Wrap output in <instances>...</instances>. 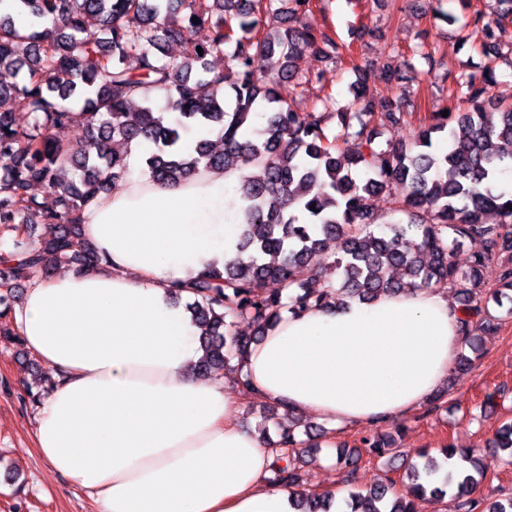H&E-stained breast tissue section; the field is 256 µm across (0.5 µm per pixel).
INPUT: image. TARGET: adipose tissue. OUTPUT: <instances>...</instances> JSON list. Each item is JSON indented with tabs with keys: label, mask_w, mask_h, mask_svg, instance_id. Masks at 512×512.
<instances>
[{
	"label": "adipose tissue",
	"mask_w": 512,
	"mask_h": 512,
	"mask_svg": "<svg viewBox=\"0 0 512 512\" xmlns=\"http://www.w3.org/2000/svg\"><path fill=\"white\" fill-rule=\"evenodd\" d=\"M249 173L177 185L132 173L83 212L99 269L33 279L14 312L56 381L35 444L97 512H292L296 491L271 483L248 399L376 425L428 404L453 367L462 311L418 288L284 314L243 358L250 395L194 375L200 330L169 289L242 258Z\"/></svg>",
	"instance_id": "ef3b65f1"
}]
</instances>
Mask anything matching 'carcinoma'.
Here are the masks:
<instances>
[{
  "label": "carcinoma",
  "instance_id": "obj_1",
  "mask_svg": "<svg viewBox=\"0 0 512 512\" xmlns=\"http://www.w3.org/2000/svg\"><path fill=\"white\" fill-rule=\"evenodd\" d=\"M457 2L465 11L461 28L481 33L488 62L452 76L460 95L448 116L436 112L412 142L382 148L379 127L400 124L405 112L390 95L367 94L364 66L352 68L357 91L351 103L339 106L329 95L309 106L301 101L323 87L322 75H295L294 60L338 49L326 30L304 21L310 0H16V13L31 23L21 30L16 13H0V70L17 77L0 83V101L10 102L0 111V228L11 234L0 250V321L10 318L20 299L19 282L100 265L81 214L128 175V153L111 150L110 142L146 141L145 167L162 183L239 165L260 170L239 186L248 202L241 244L248 260L226 262L222 271L209 268L173 288L177 298L183 291L193 295L189 308L204 329L198 375L222 369L244 385L241 355L283 313L411 288L455 290L463 344L477 350L475 332L501 327L482 295L496 301L512 292V199L496 193L499 164L512 159V107L496 105L489 95L498 82L494 62L503 48L512 52V34L486 13L469 12L471 0ZM270 14L286 27L266 29L263 18ZM48 16L52 24L45 26ZM202 26L210 34L198 41L194 34ZM167 43L181 45L182 54L163 59ZM226 45L233 51L217 71L210 58L224 54ZM259 57L269 62L270 74L258 75ZM285 81L288 94L299 91L290 102L281 93ZM136 99L143 106L133 111ZM333 119L340 132L331 136L327 123ZM79 121L87 137L74 144L67 135ZM198 126L217 133L224 150L201 139L183 151V135ZM347 138L356 148L343 157L337 141ZM393 184L407 193L376 232L371 226L380 217L368 199ZM36 186L52 196L51 206L38 200ZM35 224L49 232L34 237ZM332 239L342 249L337 258L326 253ZM466 240L485 249L462 266L454 252ZM494 259L500 274L488 292L482 271ZM321 265L341 269L340 281L308 274ZM237 320L252 322L257 334L237 335ZM278 426L272 481L298 487L300 463L316 444L300 439L292 423ZM360 444L373 459L400 453L378 434L362 436ZM495 447L512 465V423L496 432ZM476 453L453 444L440 449L451 469L436 485L440 461L421 452L407 461L401 482L387 478L353 492L346 508L415 512L416 501L430 492L451 494L454 512H512V493L504 488L476 496L485 478ZM333 505L328 495L302 492L294 509L332 512Z\"/></svg>",
  "mask_w": 512,
  "mask_h": 512
}]
</instances>
